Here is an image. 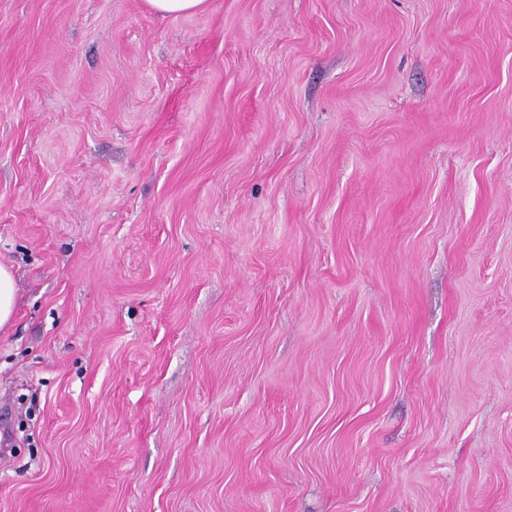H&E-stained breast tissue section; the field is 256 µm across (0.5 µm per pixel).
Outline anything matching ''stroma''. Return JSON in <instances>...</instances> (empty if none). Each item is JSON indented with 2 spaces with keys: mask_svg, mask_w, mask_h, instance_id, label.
Wrapping results in <instances>:
<instances>
[{
  "mask_svg": "<svg viewBox=\"0 0 512 512\" xmlns=\"http://www.w3.org/2000/svg\"><path fill=\"white\" fill-rule=\"evenodd\" d=\"M0 512H512V0H0ZM154 12L163 15L193 14L204 9L207 0H145ZM17 297L18 288L12 268L0 263V330L10 324Z\"/></svg>",
  "mask_w": 512,
  "mask_h": 512,
  "instance_id": "1",
  "label": "stroma"
}]
</instances>
